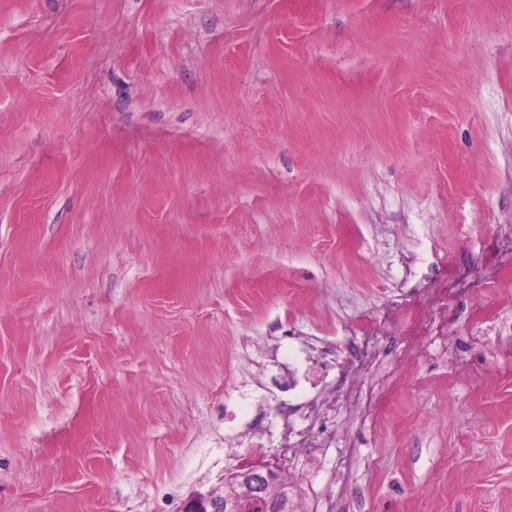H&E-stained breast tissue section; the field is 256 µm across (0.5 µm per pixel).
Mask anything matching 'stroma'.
Segmentation results:
<instances>
[{
  "label": "stroma",
  "mask_w": 512,
  "mask_h": 512,
  "mask_svg": "<svg viewBox=\"0 0 512 512\" xmlns=\"http://www.w3.org/2000/svg\"><path fill=\"white\" fill-rule=\"evenodd\" d=\"M266 464L512 512V0H0V512Z\"/></svg>",
  "instance_id": "obj_1"
}]
</instances>
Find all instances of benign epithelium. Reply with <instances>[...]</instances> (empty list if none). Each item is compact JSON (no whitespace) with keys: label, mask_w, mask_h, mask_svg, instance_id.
Here are the masks:
<instances>
[{"label":"benign epithelium","mask_w":512,"mask_h":512,"mask_svg":"<svg viewBox=\"0 0 512 512\" xmlns=\"http://www.w3.org/2000/svg\"><path fill=\"white\" fill-rule=\"evenodd\" d=\"M283 477L277 467L239 468L224 482V494L197 491L182 512H244L249 504L257 512H294L293 496L282 492Z\"/></svg>","instance_id":"benign-epithelium-1"}]
</instances>
